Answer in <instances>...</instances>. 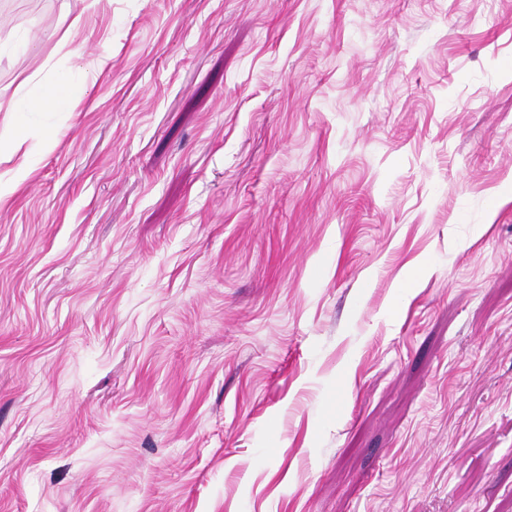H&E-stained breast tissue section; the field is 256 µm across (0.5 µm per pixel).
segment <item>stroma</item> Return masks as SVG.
<instances>
[{
    "label": "stroma",
    "instance_id": "1",
    "mask_svg": "<svg viewBox=\"0 0 512 512\" xmlns=\"http://www.w3.org/2000/svg\"><path fill=\"white\" fill-rule=\"evenodd\" d=\"M0 512H512V0H0ZM76 69L83 73L81 78L63 74L54 80L39 84L37 95L29 100L24 108H10L12 141H18L26 132V116L29 112H60L76 108L89 89V74L80 67ZM31 173L27 160H23L15 169L11 171L9 178L3 181L0 175V204L2 205L9 199L16 189L27 180Z\"/></svg>",
    "mask_w": 512,
    "mask_h": 512
}]
</instances>
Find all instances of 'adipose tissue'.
<instances>
[{"label": "adipose tissue", "instance_id": "ef3b65f1", "mask_svg": "<svg viewBox=\"0 0 512 512\" xmlns=\"http://www.w3.org/2000/svg\"><path fill=\"white\" fill-rule=\"evenodd\" d=\"M89 89L88 77L76 78L69 74L40 84L37 95L25 107L16 108L11 116V136L20 140L26 132V116L31 112H60L76 108Z\"/></svg>", "mask_w": 512, "mask_h": 512}]
</instances>
